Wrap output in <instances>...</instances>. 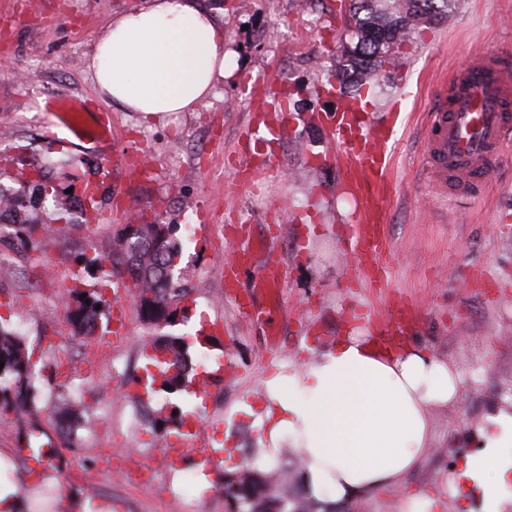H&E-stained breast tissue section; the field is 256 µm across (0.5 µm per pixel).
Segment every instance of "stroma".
<instances>
[{"instance_id":"1","label":"stroma","mask_w":512,"mask_h":512,"mask_svg":"<svg viewBox=\"0 0 512 512\" xmlns=\"http://www.w3.org/2000/svg\"><path fill=\"white\" fill-rule=\"evenodd\" d=\"M200 2L224 28L226 76L207 106L146 122L105 103L85 65L112 17L145 0H0V145L8 150L10 172L32 171L47 153L76 151L44 109L56 94L107 108L116 149L138 147L153 170L118 189L101 185L99 205L112 208L111 223L92 230L66 224L28 245L13 225L0 231V250L12 256L10 273L0 276V324L22 341L38 372L35 391L20 410L8 412V431L0 433V479L22 490V512H57L65 494L111 501L112 512H228L225 476L253 467L262 453L247 407L259 406L268 379L348 330L356 307L365 305L383 316L415 314L405 343L447 359L459 392L433 411L434 447L404 491L353 501L352 512H401L403 492L443 484L447 512H484L481 496L460 494L452 478L463 459L484 448L474 423L494 410H512V144L487 178L466 193L445 194L427 176L423 140L440 85L473 57L512 54V0H460L450 22L423 29L405 46L400 68L365 81L357 100L361 118L401 115L390 147L387 285L380 289L350 283L343 251L356 201L331 159L327 133L331 108L341 100L327 92L340 45L336 0ZM270 93L289 102L288 130L252 141L249 149L275 162L278 176L266 183L268 202H279L282 214L274 226L265 221L268 202L251 190L233 191L226 164ZM120 201L145 221L158 212L174 225L181 246L175 275L189 290V312L187 322L153 328L128 305L129 335L111 350L105 338L114 294H104L105 313L89 335L70 323L63 295L78 278L88 285L129 281L113 250L125 223L115 209ZM238 218L248 221L251 237H272L285 270L281 305L272 314L280 345L271 362L265 325L224 295V227ZM94 257L100 265L85 268L84 260ZM168 335L186 338L189 358L204 351L223 359L224 379L206 402V435L230 457L187 480L174 465L167 479L130 489L122 454L129 424L148 426L152 439L164 440L170 432L161 418L173 407L201 402L191 386L173 394L157 387L146 400L123 397L118 387L142 374L145 339ZM71 380L83 385L76 404L67 395ZM30 446L60 451L44 498L23 491L32 482L25 465ZM168 479L185 486L161 508L157 499Z\"/></svg>"}]
</instances>
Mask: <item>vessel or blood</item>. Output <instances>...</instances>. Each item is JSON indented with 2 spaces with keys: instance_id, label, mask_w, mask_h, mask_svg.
I'll return each mask as SVG.
<instances>
[{
  "instance_id": "obj_1",
  "label": "vessel or blood",
  "mask_w": 512,
  "mask_h": 512,
  "mask_svg": "<svg viewBox=\"0 0 512 512\" xmlns=\"http://www.w3.org/2000/svg\"><path fill=\"white\" fill-rule=\"evenodd\" d=\"M57 109L65 128L77 138L98 144L99 157L115 178L134 181L141 170L131 168L124 154L112 150L110 113L89 112L86 103L60 101ZM270 113L263 126L252 127L246 139L262 133L281 135L284 115L277 103L266 106ZM396 118L367 124L356 113L353 102H346L330 127V139L348 172L347 189L360 198L362 208L347 241L356 258L349 270L351 279H368L370 287L385 284L384 257L387 243L381 193L390 178L389 143ZM512 134V68L496 57L472 59L452 82L439 89L436 106L428 115L425 133L427 174L440 191L463 193L475 180L488 176L502 152L507 135ZM231 257L224 263V292L235 299L244 313L254 308L256 293L279 287L281 269L271 256L270 244L229 243ZM261 272L253 276L250 288L240 286L242 273L252 265Z\"/></svg>"
}]
</instances>
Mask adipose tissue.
I'll list each match as a JSON object with an SVG mask.
<instances>
[{"mask_svg": "<svg viewBox=\"0 0 512 512\" xmlns=\"http://www.w3.org/2000/svg\"><path fill=\"white\" fill-rule=\"evenodd\" d=\"M224 30L199 0H148L116 16L86 58L100 95L143 120L158 121L204 105L224 78ZM447 360L411 347L385 346L355 326L317 355L269 380L257 415L266 437L264 462L283 443L300 452L313 497L351 502L401 488L434 445L432 412L458 395ZM486 439L455 475L479 490L487 512H502L512 482V411L477 426Z\"/></svg>", "mask_w": 512, "mask_h": 512, "instance_id": "adipose-tissue-1", "label": "adipose tissue"}]
</instances>
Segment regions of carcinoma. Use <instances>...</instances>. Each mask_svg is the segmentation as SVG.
Returning a JSON list of instances; mask_svg holds the SVG:
<instances>
[{
  "mask_svg": "<svg viewBox=\"0 0 512 512\" xmlns=\"http://www.w3.org/2000/svg\"><path fill=\"white\" fill-rule=\"evenodd\" d=\"M346 11V26L351 30L347 39L358 44L350 54L344 50L336 54L335 74L338 83L348 80L355 84L353 92L361 90L364 78L385 69H395L401 65L400 47L412 41L425 26H431L451 18L458 0H343ZM84 160L63 155L46 158L29 177L10 179L6 168H0V224L17 225V235L25 242L44 237L55 231V225L74 224L72 210H79L80 218H88L97 208L94 199L85 198L79 191V184L85 182L81 173ZM70 170L69 186L73 192L55 186L53 170ZM39 178L36 187L52 200L54 209L44 219H33L29 213L36 209L29 183ZM114 250L125 257L131 277L132 296L139 307L144 321L155 326L160 322L162 309H171L170 318L177 316L178 307L183 303L186 291L176 281L174 270L180 249L172 239H167L166 248L158 249L146 237L134 236L125 239L121 236L114 241ZM86 298H81V295ZM68 298L74 305L68 307L69 319L80 330L92 331L97 327L102 303L101 295L80 288L68 290ZM149 345L168 352L166 360L154 359L157 367L152 381L162 380V385L171 386L176 392L188 369L184 353L185 338L166 336L153 338ZM0 420L9 405L24 404L35 377V363L22 342L0 326ZM299 474L293 462L277 471L264 472L251 470L246 478L237 484L224 486L227 498L241 512H336V508L311 500L291 480Z\"/></svg>",
  "mask_w": 512,
  "mask_h": 512,
  "instance_id": "1",
  "label": "carcinoma"
}]
</instances>
